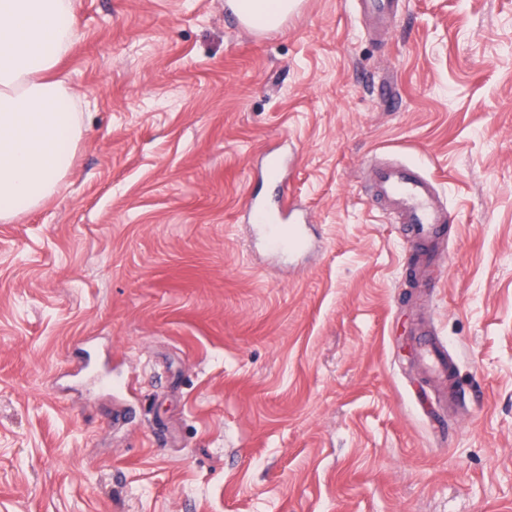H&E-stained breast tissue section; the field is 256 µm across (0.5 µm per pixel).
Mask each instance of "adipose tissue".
<instances>
[{
    "mask_svg": "<svg viewBox=\"0 0 512 512\" xmlns=\"http://www.w3.org/2000/svg\"><path fill=\"white\" fill-rule=\"evenodd\" d=\"M298 0H236L244 21L279 26ZM75 29L71 0H0V221L53 195L82 132L52 73Z\"/></svg>",
    "mask_w": 512,
    "mask_h": 512,
    "instance_id": "1",
    "label": "adipose tissue"
}]
</instances>
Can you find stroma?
I'll list each match as a JSON object with an SVG mask.
<instances>
[{"mask_svg": "<svg viewBox=\"0 0 512 512\" xmlns=\"http://www.w3.org/2000/svg\"><path fill=\"white\" fill-rule=\"evenodd\" d=\"M59 190L0 223V512H512V0H72ZM284 160L317 244L251 241ZM394 155L455 222L431 273L370 199ZM448 343L435 406L411 340ZM89 343L99 390L67 377ZM244 21L277 27L297 8V0H235ZM403 2L400 0H355L353 4L357 10L378 23H383L390 18L396 17L399 7Z\"/></svg>", "mask_w": 512, "mask_h": 512, "instance_id": "35a3bbf8", "label": "stroma"}]
</instances>
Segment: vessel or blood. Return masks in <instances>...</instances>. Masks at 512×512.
Instances as JSON below:
<instances>
[{
  "instance_id": "obj_1",
  "label": "vessel or blood",
  "mask_w": 512,
  "mask_h": 512,
  "mask_svg": "<svg viewBox=\"0 0 512 512\" xmlns=\"http://www.w3.org/2000/svg\"><path fill=\"white\" fill-rule=\"evenodd\" d=\"M358 11L382 23L399 13L401 0H354ZM375 196L382 209L403 229L406 247L413 254L409 266L419 287L434 289L435 283L420 268L429 252L445 242L450 213L440 202L434 180L422 169L410 165H384L374 172ZM301 206L294 201L268 205L250 200L245 212L266 249L282 255L298 253L307 244ZM418 354L429 379L445 386L449 405H459L462 387L448 371V349L429 329L418 338Z\"/></svg>"
}]
</instances>
